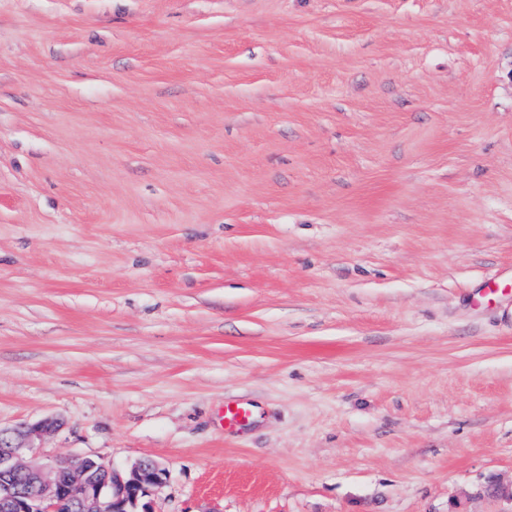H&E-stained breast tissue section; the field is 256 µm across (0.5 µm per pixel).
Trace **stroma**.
Wrapping results in <instances>:
<instances>
[{
    "label": "stroma",
    "instance_id": "obj_1",
    "mask_svg": "<svg viewBox=\"0 0 512 512\" xmlns=\"http://www.w3.org/2000/svg\"><path fill=\"white\" fill-rule=\"evenodd\" d=\"M47 417L156 512H512V0H0V426ZM253 418V411L248 403L230 401L224 403V429L235 430L247 426Z\"/></svg>",
    "mask_w": 512,
    "mask_h": 512
}]
</instances>
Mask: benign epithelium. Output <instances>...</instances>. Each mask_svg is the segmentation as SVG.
Returning a JSON list of instances; mask_svg holds the SVG:
<instances>
[{
	"mask_svg": "<svg viewBox=\"0 0 512 512\" xmlns=\"http://www.w3.org/2000/svg\"><path fill=\"white\" fill-rule=\"evenodd\" d=\"M61 428L53 418L0 428V512H60L64 501L69 512H154L144 498L167 479L160 463L119 466L101 456L63 463L34 444Z\"/></svg>",
	"mask_w": 512,
	"mask_h": 512,
	"instance_id": "obj_1",
	"label": "benign epithelium"
}]
</instances>
